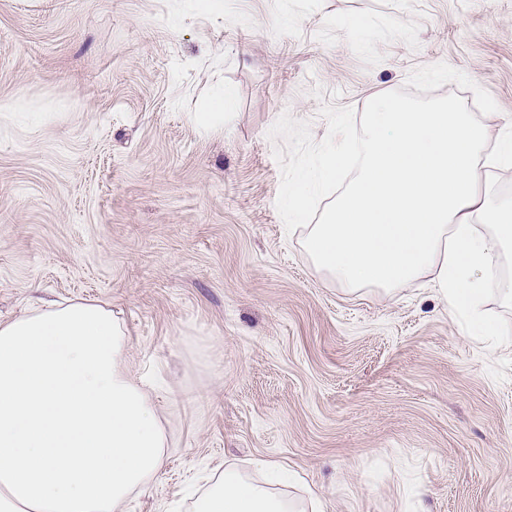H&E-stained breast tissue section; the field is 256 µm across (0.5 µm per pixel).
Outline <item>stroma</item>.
Instances as JSON below:
<instances>
[{"mask_svg":"<svg viewBox=\"0 0 512 512\" xmlns=\"http://www.w3.org/2000/svg\"><path fill=\"white\" fill-rule=\"evenodd\" d=\"M380 93L476 98L512 130V0H0V321H124L173 434L124 512H188L258 460L323 512H512V345L429 279H329L279 204Z\"/></svg>","mask_w":512,"mask_h":512,"instance_id":"obj_1","label":"stroma"}]
</instances>
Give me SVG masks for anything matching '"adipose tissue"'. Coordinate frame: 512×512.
Returning a JSON list of instances; mask_svg holds the SVG:
<instances>
[{
  "label": "adipose tissue",
  "mask_w": 512,
  "mask_h": 512,
  "mask_svg": "<svg viewBox=\"0 0 512 512\" xmlns=\"http://www.w3.org/2000/svg\"><path fill=\"white\" fill-rule=\"evenodd\" d=\"M357 172L307 225L303 247L315 268L349 290L399 288L431 277L472 332L498 328L483 302L502 287L512 256V197L497 193L489 169L512 167V138L460 101L415 104L374 96L360 123L338 120L283 196L288 220L311 199ZM128 337L110 309L48 303L0 323V512H123L162 472L170 446L153 383L124 367ZM225 466L192 512H319Z\"/></svg>",
  "instance_id": "adipose-tissue-1"
}]
</instances>
